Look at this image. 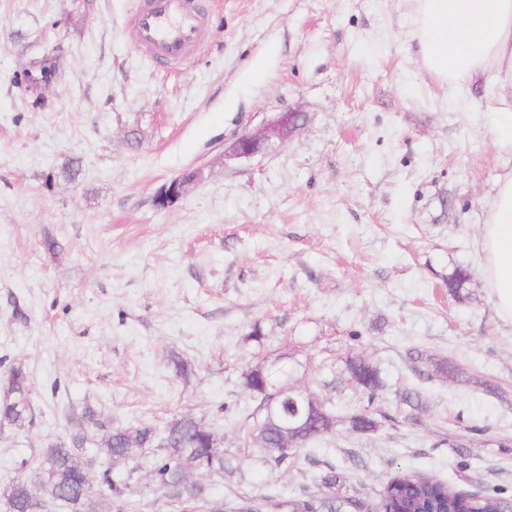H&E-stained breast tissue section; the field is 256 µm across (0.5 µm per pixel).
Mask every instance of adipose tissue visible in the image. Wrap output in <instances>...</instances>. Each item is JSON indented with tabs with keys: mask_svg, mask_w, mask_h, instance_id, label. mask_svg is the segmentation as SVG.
Returning <instances> with one entry per match:
<instances>
[{
	"mask_svg": "<svg viewBox=\"0 0 512 512\" xmlns=\"http://www.w3.org/2000/svg\"><path fill=\"white\" fill-rule=\"evenodd\" d=\"M412 39L427 73L455 91L494 81L502 103L489 130L512 153V0H413ZM483 278L512 322V174L501 178L482 226Z\"/></svg>",
	"mask_w": 512,
	"mask_h": 512,
	"instance_id": "1",
	"label": "adipose tissue"
}]
</instances>
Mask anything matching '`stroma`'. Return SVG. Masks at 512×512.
Masks as SVG:
<instances>
[{"label":"stroma","instance_id":"35a3bbf8","mask_svg":"<svg viewBox=\"0 0 512 512\" xmlns=\"http://www.w3.org/2000/svg\"><path fill=\"white\" fill-rule=\"evenodd\" d=\"M139 4L0 0V378L19 362L33 383L30 426L0 429V485L80 432L83 458L108 467L90 408L112 427L204 417L241 455L211 478L217 498L313 495L329 466L345 512L405 473L512 495V323L480 248L512 172L489 135L494 82L454 95L436 82L412 0H216L178 66L138 48ZM288 110L307 116L289 141L225 156ZM194 168L202 179L158 206ZM458 266L471 282L455 297ZM418 350L449 376L414 372ZM355 354L387 384L369 435L346 423L366 401ZM257 365L289 366L337 418L278 468L240 446ZM404 388L423 409L400 404ZM199 169L186 172L165 184L159 192L157 202L167 208L177 205L184 197L189 184L199 178Z\"/></svg>","mask_w":512,"mask_h":512}]
</instances>
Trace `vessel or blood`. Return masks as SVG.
I'll use <instances>...</instances> for the list:
<instances>
[{
	"label": "vessel or blood",
	"mask_w": 512,
	"mask_h": 512,
	"mask_svg": "<svg viewBox=\"0 0 512 512\" xmlns=\"http://www.w3.org/2000/svg\"><path fill=\"white\" fill-rule=\"evenodd\" d=\"M203 17L197 0H146L137 15V39L159 61L177 64L197 50Z\"/></svg>",
	"instance_id": "1"
}]
</instances>
